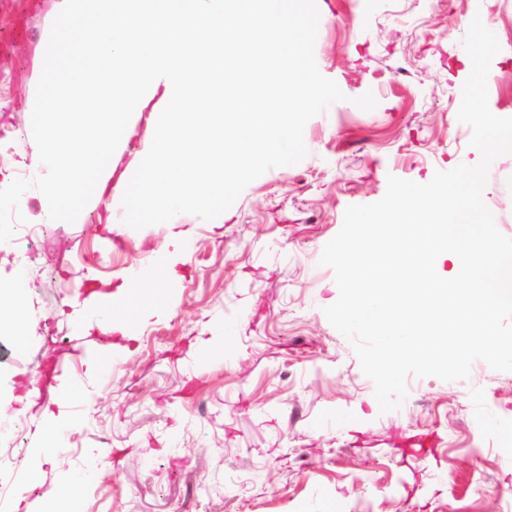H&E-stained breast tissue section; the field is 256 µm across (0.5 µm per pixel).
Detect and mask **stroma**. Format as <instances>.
Masks as SVG:
<instances>
[{
  "instance_id": "1",
  "label": "stroma",
  "mask_w": 512,
  "mask_h": 512,
  "mask_svg": "<svg viewBox=\"0 0 512 512\" xmlns=\"http://www.w3.org/2000/svg\"><path fill=\"white\" fill-rule=\"evenodd\" d=\"M315 59L344 101L304 129L306 157L250 183L220 224L184 215L194 248L171 302L121 339L112 372L89 374L85 340L68 321L84 275L120 284L166 241L167 225L107 233L102 208L38 241L0 246V283L26 262L30 304L20 331L0 338V431L20 429L21 463L0 474L7 512H40L58 482L109 465L75 490L79 512H512V372L475 361L468 379L407 380L397 410L381 412L350 341L324 314L339 290L320 265L352 205L372 204L389 176L427 183L476 165L459 122L469 76L468 22L488 20L500 44L488 105L512 117V0H317ZM56 0H0V127L18 137L0 168L26 172L40 58ZM372 93L373 110L354 100ZM485 204L512 237V154L492 163ZM238 336L223 344L224 325ZM63 332L48 344L46 327ZM65 361L55 387L28 405L20 360ZM90 409L65 451L37 460L47 411L75 389ZM40 464L42 482L28 473Z\"/></svg>"
}]
</instances>
